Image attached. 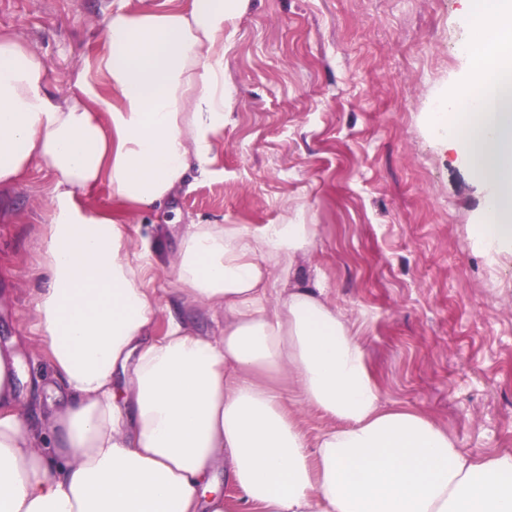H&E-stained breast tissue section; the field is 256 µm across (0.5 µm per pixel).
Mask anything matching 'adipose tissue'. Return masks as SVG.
<instances>
[{"label":"adipose tissue","mask_w":512,"mask_h":512,"mask_svg":"<svg viewBox=\"0 0 512 512\" xmlns=\"http://www.w3.org/2000/svg\"><path fill=\"white\" fill-rule=\"evenodd\" d=\"M250 0L119 10L74 91L0 34V190L53 177L32 305L63 404L31 420L23 367L0 354V512H512V452L474 457L425 415L385 407L353 323L297 279L310 224L187 225L163 309L111 212L140 211L207 174L224 115L225 32ZM279 277H272L271 267ZM203 306L224 326L201 335ZM336 420L309 444L284 406ZM227 483L229 499L202 495Z\"/></svg>","instance_id":"ef3b65f1"}]
</instances>
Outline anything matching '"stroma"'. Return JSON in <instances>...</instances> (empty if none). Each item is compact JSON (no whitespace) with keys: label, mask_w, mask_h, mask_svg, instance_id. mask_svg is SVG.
Wrapping results in <instances>:
<instances>
[{"label":"stroma","mask_w":512,"mask_h":512,"mask_svg":"<svg viewBox=\"0 0 512 512\" xmlns=\"http://www.w3.org/2000/svg\"><path fill=\"white\" fill-rule=\"evenodd\" d=\"M191 0H0V32L43 56L48 92L73 89L112 11ZM235 98L207 176L150 212H123L149 246L150 285L176 295L186 225L260 231L302 218L315 247L298 278L356 322L387 402L421 411L472 455L512 452V253L477 233L489 188L431 132L470 70L463 0H251L227 28ZM52 177L32 168L0 199V346L13 345L30 414L51 370L31 311Z\"/></svg>","instance_id":"obj_1"}]
</instances>
